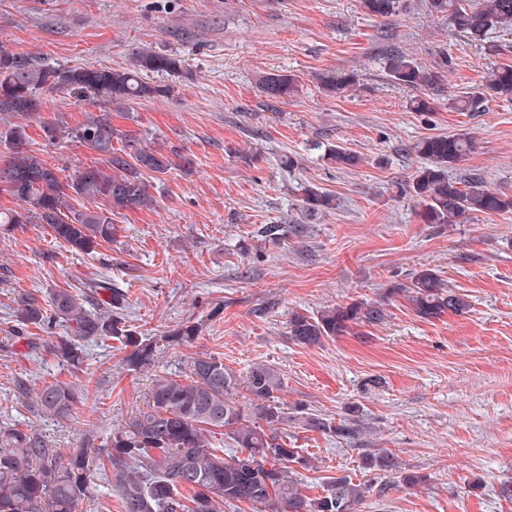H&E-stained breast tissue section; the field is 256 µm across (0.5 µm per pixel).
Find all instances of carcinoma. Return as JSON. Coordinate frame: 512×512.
I'll return each instance as SVG.
<instances>
[{
    "label": "carcinoma",
    "instance_id": "cac0c4a2",
    "mask_svg": "<svg viewBox=\"0 0 512 512\" xmlns=\"http://www.w3.org/2000/svg\"><path fill=\"white\" fill-rule=\"evenodd\" d=\"M362 7L386 20L400 13L403 5L402 0H362ZM427 8L448 17L450 26L484 44L490 55L498 53L499 45L489 41L488 34L512 30V0L472 4L427 0ZM387 69L400 83L427 91L413 100L418 112L433 111V95L445 92L444 64L438 71L425 70L405 53L394 51L387 56ZM148 72L179 75L181 60L143 50L132 69L41 67L0 49V142L11 150L0 163V191L18 202L15 209L0 210V227L43 224L67 251L91 255L112 242V216L132 207L155 206L146 176L172 169L168 153L120 131L106 112L75 127L40 117L43 92L67 91L84 99L119 103L172 92L168 85L146 81ZM298 83L294 74L266 73L258 79L257 90L271 106L293 96ZM320 84L326 93L337 96L351 82L323 75ZM503 96L512 98V65L492 71L479 91L448 93V109L482 112L490 99ZM34 122L51 142L68 139L100 153L105 167H78L62 174L29 149ZM115 141L121 146L114 147ZM474 144L469 134L455 133L431 135L412 147L424 166L409 185V195L422 207L424 223L462 224L478 215L512 211V198L488 188L480 175L463 182L448 175V169L472 153ZM328 160L342 167L358 162L339 146L329 151ZM73 197L102 200L105 207L76 213L68 204ZM303 203L313 212L334 208L333 197L314 187L305 188ZM400 291L420 318H439L468 308L466 300L432 269L415 272ZM125 306L126 295L118 288L111 289L108 298L96 300L94 309L85 294L59 288L48 309L34 298H20L14 317L19 334L32 326L65 327L66 335L51 343L49 350L72 367L82 364V343L118 340L126 350L124 369L145 372L155 365L156 342L136 337L126 328ZM383 317L379 305L363 302L328 308L315 317L295 313L288 322V336L304 345H318L326 337L341 335L354 325L375 324ZM201 331V323L189 320L167 332L164 340L191 347ZM282 390L281 374L271 365L255 363L241 376L216 356L194 353L178 374L157 378L146 408L114 430L99 448L79 447L61 454L26 428L0 429V512H79L86 490L96 480L117 491L122 512H222L224 505L233 503H249L255 512H355L370 487L347 478L332 482L327 493L315 500L302 493L299 470L310 468L311 461L275 435L286 419L279 401ZM243 392L248 394L247 406L238 401ZM33 396L40 414L50 418L68 416L84 400L83 391L60 380L34 388ZM216 431L233 442L235 451L226 455L224 449L213 447L210 437Z\"/></svg>",
    "mask_w": 512,
    "mask_h": 512
}]
</instances>
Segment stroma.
Listing matches in <instances>:
<instances>
[{"instance_id":"1","label":"stroma","mask_w":512,"mask_h":512,"mask_svg":"<svg viewBox=\"0 0 512 512\" xmlns=\"http://www.w3.org/2000/svg\"><path fill=\"white\" fill-rule=\"evenodd\" d=\"M425 2L404 0L384 22L361 0H0V46L40 65L126 68L143 49L181 59L182 75H147L171 95L89 104L55 92L41 115L75 126L106 112L189 159L152 179L155 209L115 215L116 234L96 254L67 252L40 224L0 234V426H28L63 454L100 447L145 407L158 376L197 351L240 374L255 363L279 370L288 419L276 435L311 460L298 475L309 498L345 476L371 487L358 512H512L501 493L512 483V214L427 224L399 192L423 164L415 142L462 131L476 148L450 176L477 173L512 196V100L454 112L442 99L418 112L417 90L385 69L393 50L426 69L448 61L445 85L462 95L512 65V35L493 33L501 51L486 55ZM277 71L297 75L298 91L268 107L256 81ZM324 73L353 84L328 96ZM30 135L66 172L104 163L78 143H48L39 127ZM336 145L358 165L329 163ZM308 185L335 195V209L307 211ZM266 224L279 225L276 237H260ZM424 268L468 309L417 317L401 287ZM104 281L123 289L135 335L156 341L151 370L126 371L116 341L86 343L80 368L64 365L47 349L60 327L41 330L34 350L14 338V299L46 307L54 289L91 295ZM350 302L383 303L385 316L315 346L289 339L291 313ZM190 319L202 325L193 347L164 341ZM57 379L87 390L67 419L38 415L19 392ZM312 415L326 429L309 427ZM382 449L399 471L373 467ZM405 473L424 481L406 488Z\"/></svg>"}]
</instances>
